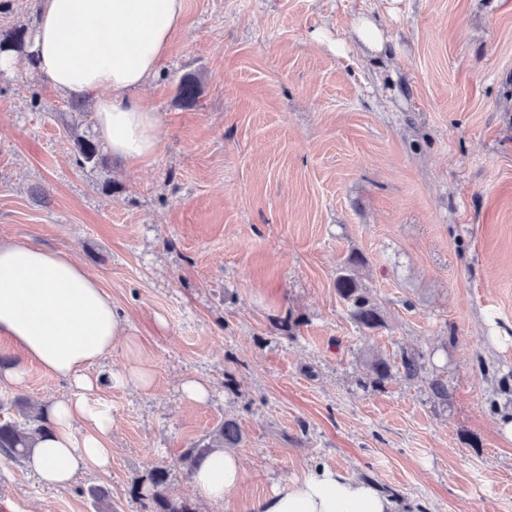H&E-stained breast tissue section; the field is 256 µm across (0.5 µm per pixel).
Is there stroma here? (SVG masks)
<instances>
[{
    "instance_id": "stroma-1",
    "label": "stroma",
    "mask_w": 512,
    "mask_h": 512,
    "mask_svg": "<svg viewBox=\"0 0 512 512\" xmlns=\"http://www.w3.org/2000/svg\"><path fill=\"white\" fill-rule=\"evenodd\" d=\"M365 15L383 59L352 37ZM140 94L154 160L83 166L96 92L60 91L23 52L0 72V240L70 254L155 373L100 393L110 471L56 489L0 457V512H97L93 487L144 512L133 489L156 467L194 500L178 458L228 418L244 478L197 512H248L318 464L412 512H512V0H184ZM353 251L385 320L370 335L336 292ZM407 351L421 377L369 385V354ZM0 361L26 373L0 402L65 390L2 339ZM188 379L206 402L186 404Z\"/></svg>"
}]
</instances>
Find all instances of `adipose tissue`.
<instances>
[{"mask_svg": "<svg viewBox=\"0 0 512 512\" xmlns=\"http://www.w3.org/2000/svg\"><path fill=\"white\" fill-rule=\"evenodd\" d=\"M184 0H42L29 40L35 67L59 89L100 91L99 139L113 156L152 161L158 117L139 91L180 28ZM0 337L65 385L46 411L48 430L25 461L48 486L65 487L88 467L108 471L112 409L97 393L105 385L148 389L153 373L138 356L127 321L95 277L62 252L0 243ZM122 349V371L90 373ZM243 479L238 455L215 450L192 477L197 497L229 501ZM251 512H407L376 484L327 465L275 486Z\"/></svg>", "mask_w": 512, "mask_h": 512, "instance_id": "obj_1", "label": "adipose tissue"}]
</instances>
